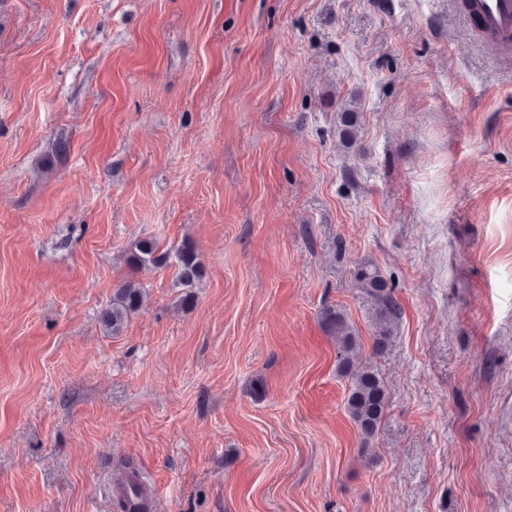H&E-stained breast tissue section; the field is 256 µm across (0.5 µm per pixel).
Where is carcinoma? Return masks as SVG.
Returning <instances> with one entry per match:
<instances>
[{
    "label": "carcinoma",
    "instance_id": "1",
    "mask_svg": "<svg viewBox=\"0 0 512 512\" xmlns=\"http://www.w3.org/2000/svg\"><path fill=\"white\" fill-rule=\"evenodd\" d=\"M343 116V140L349 144L358 140V126L353 114L341 107ZM70 139L66 132H59L52 142L51 153L45 164L53 165L54 160L66 154ZM124 261L131 277L113 290L112 300L104 309L101 323L105 331L120 335L129 318L139 312L145 301V288L137 275L146 270L166 269L175 266L174 287L182 289L180 302L187 305L194 299V288L204 276V266L197 248L192 243H182L176 251L163 249L152 239H138L131 243L124 254ZM357 280L375 303L376 337L375 347L380 348L392 332L393 322L400 315V306L393 289L388 287L377 267L367 265L357 272ZM321 323L326 333L336 342L339 373L348 378L349 390L345 409L356 424L364 441H370L386 409L384 382L374 367L361 360L360 340L347 319L346 314L334 308L322 312Z\"/></svg>",
    "mask_w": 512,
    "mask_h": 512
}]
</instances>
